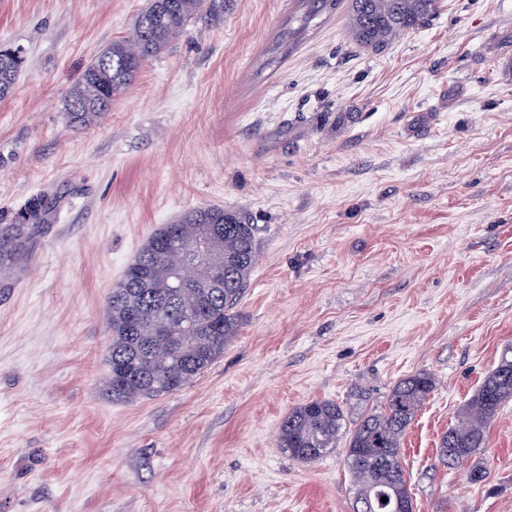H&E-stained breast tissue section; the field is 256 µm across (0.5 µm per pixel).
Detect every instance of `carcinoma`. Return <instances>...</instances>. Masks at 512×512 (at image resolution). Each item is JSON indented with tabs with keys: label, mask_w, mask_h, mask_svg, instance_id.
I'll use <instances>...</instances> for the list:
<instances>
[{
	"label": "carcinoma",
	"mask_w": 512,
	"mask_h": 512,
	"mask_svg": "<svg viewBox=\"0 0 512 512\" xmlns=\"http://www.w3.org/2000/svg\"><path fill=\"white\" fill-rule=\"evenodd\" d=\"M341 0H300V11L268 50L291 46L321 14ZM204 6V0H150L131 33L112 41L68 93L69 120L82 124L102 115L132 82L143 62L163 52ZM440 0H350L348 33L362 48L378 52L397 34L428 24ZM21 63L0 55V100L8 98ZM32 225L20 220L0 234V271L21 260ZM211 240L210 268L224 271L212 288H173L172 274L191 248ZM258 251L257 226L236 211L210 207L183 216L155 232L128 265L107 301L110 334L107 390L115 400L153 397L183 388L224 353L237 333L234 308L246 287ZM435 388L424 371L400 380L379 411L350 430L346 464L354 512H414L401 461V438ZM512 398V347L458 412L457 424L439 442V460L458 466L484 447L487 429L501 405ZM345 416L333 401L302 403L281 422L277 445L288 457L312 463L337 447ZM387 501H381V498Z\"/></svg>",
	"instance_id": "1"
}]
</instances>
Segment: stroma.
<instances>
[{
  "label": "stroma",
  "instance_id": "1",
  "mask_svg": "<svg viewBox=\"0 0 512 512\" xmlns=\"http://www.w3.org/2000/svg\"><path fill=\"white\" fill-rule=\"evenodd\" d=\"M382 51L347 8L262 68L297 0H205L110 112L68 91L146 0H0L23 47L0 101V230L48 206L0 275V512H353L345 446L303 464L279 426L347 424L436 380L402 441L416 512H512V399L465 467L437 456L512 347V0H441ZM259 225L224 353L182 389L107 393L106 298L162 225L208 206ZM345 416L333 401L312 399L302 403L281 422L277 445L291 459L312 463L337 447Z\"/></svg>",
  "mask_w": 512,
  "mask_h": 512
}]
</instances>
